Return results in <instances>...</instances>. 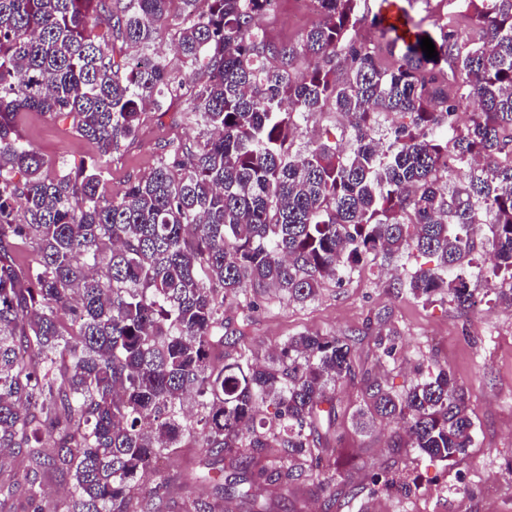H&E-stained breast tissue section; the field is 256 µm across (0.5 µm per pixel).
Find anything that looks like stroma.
<instances>
[{"mask_svg": "<svg viewBox=\"0 0 512 512\" xmlns=\"http://www.w3.org/2000/svg\"><path fill=\"white\" fill-rule=\"evenodd\" d=\"M316 21L302 11L301 0H280L262 26L275 42H295ZM23 142L47 160L68 170L96 159V148L66 126L45 116L27 114L17 123ZM192 132L175 106L163 120L144 115L135 140L125 143L104 164V188L120 196L128 182L149 173L163 146L187 142ZM429 268L428 259L405 256L367 260L343 283L324 281L314 300L288 303L263 288L224 303V326L239 336L242 349L259 358L276 352L287 337L299 333L347 336L355 342V375L338 389L344 411L330 435L341 480L325 482L322 470L283 484L251 479L249 495L234 512H512V307L487 304L474 314L438 299L424 304L397 291L394 269ZM392 341L384 355L377 339ZM448 367L467 393V412L476 428V448L450 462L431 460L406 447V429L398 420H378L356 429L351 412L364 404V393L379 381L401 393L413 384L417 364ZM185 455L166 458L159 473L139 484V495L160 490L163 512H183L187 500H211L208 482L184 478ZM398 472L401 484L371 497L364 486L370 468Z\"/></svg>", "mask_w": 512, "mask_h": 512, "instance_id": "obj_1", "label": "stroma"}]
</instances>
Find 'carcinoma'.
<instances>
[{"mask_svg":"<svg viewBox=\"0 0 512 512\" xmlns=\"http://www.w3.org/2000/svg\"><path fill=\"white\" fill-rule=\"evenodd\" d=\"M274 2L0 0V455L20 452L0 466V498L32 512H159L136 487L191 432L200 456L272 482L330 463L352 340L301 333L267 364L244 351L220 361L217 348L239 343L224 300L250 287L303 303L371 254L416 251L436 266L397 279L414 298L471 311L476 278L512 306V0H461L476 37L405 11L402 39L376 14L377 42L358 37L362 0H317L319 20L280 45L259 25ZM164 31L198 83L148 55ZM183 98L192 141L116 199L99 162L54 170L15 131L17 113L38 112L104 158L146 107L163 117ZM324 112L347 118L349 149L297 145ZM21 242L34 262L18 261ZM478 243L489 269L473 263ZM366 392L359 428L403 419L411 447L439 461L476 445L443 366L402 394ZM47 472L70 477L66 498L46 499ZM188 477L220 496L186 512H232L242 496L224 491L222 469Z\"/></svg>","mask_w":512,"mask_h":512,"instance_id":"obj_1","label":"carcinoma"}]
</instances>
